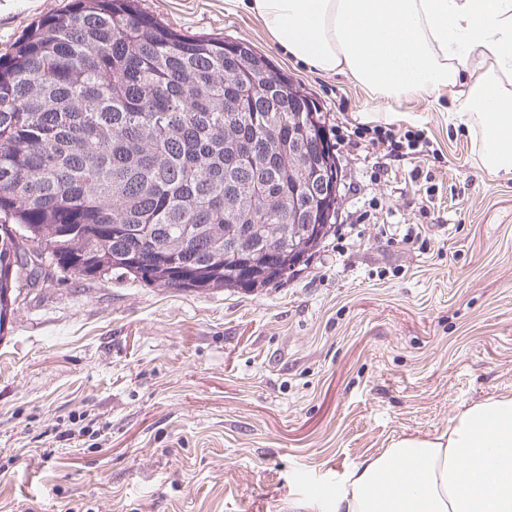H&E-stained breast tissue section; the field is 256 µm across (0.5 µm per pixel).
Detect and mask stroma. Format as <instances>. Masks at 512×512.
<instances>
[{
	"mask_svg": "<svg viewBox=\"0 0 512 512\" xmlns=\"http://www.w3.org/2000/svg\"><path fill=\"white\" fill-rule=\"evenodd\" d=\"M67 0H0V54ZM187 36L246 41L326 116L336 224L248 291L57 274L0 330V512H293L394 438L512 395V178L448 99L402 101L286 58L224 0H141ZM392 125L430 141L392 160ZM418 239L404 243L410 226Z\"/></svg>",
	"mask_w": 512,
	"mask_h": 512,
	"instance_id": "obj_1",
	"label": "stroma"
}]
</instances>
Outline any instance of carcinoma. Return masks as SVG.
I'll return each instance as SVG.
<instances>
[{
    "label": "carcinoma",
    "mask_w": 512,
    "mask_h": 512,
    "mask_svg": "<svg viewBox=\"0 0 512 512\" xmlns=\"http://www.w3.org/2000/svg\"><path fill=\"white\" fill-rule=\"evenodd\" d=\"M314 128L322 175L288 182V100ZM336 192V155L313 97L250 45L183 37L136 0H70L0 55L3 270L28 249L56 273L177 290L265 288L294 275L288 211Z\"/></svg>",
    "instance_id": "obj_1"
}]
</instances>
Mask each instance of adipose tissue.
<instances>
[{
	"label": "adipose tissue",
	"mask_w": 512,
	"mask_h": 512,
	"mask_svg": "<svg viewBox=\"0 0 512 512\" xmlns=\"http://www.w3.org/2000/svg\"><path fill=\"white\" fill-rule=\"evenodd\" d=\"M246 4L290 58L399 100L444 94L489 174L512 178V0H226ZM296 512H512V396L404 436Z\"/></svg>",
	"instance_id": "obj_1"
}]
</instances>
